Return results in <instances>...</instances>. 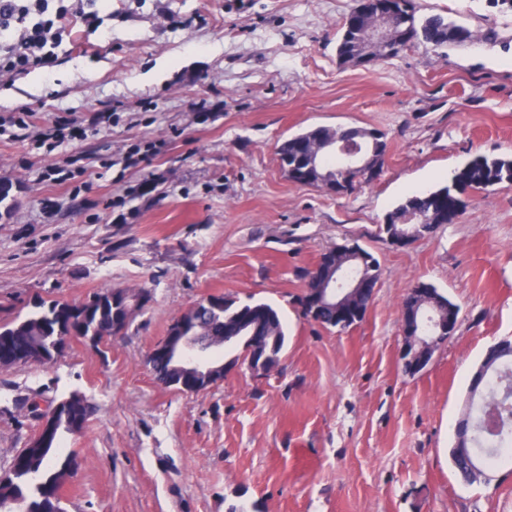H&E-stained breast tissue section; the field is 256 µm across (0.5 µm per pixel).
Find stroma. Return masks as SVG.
<instances>
[{"instance_id":"obj_1","label":"stroma","mask_w":512,"mask_h":512,"mask_svg":"<svg viewBox=\"0 0 512 512\" xmlns=\"http://www.w3.org/2000/svg\"><path fill=\"white\" fill-rule=\"evenodd\" d=\"M416 3L475 39L352 66L337 58L336 24L355 0H100L103 25L76 26L56 66L0 76V112L28 107L35 130L64 116L83 131L49 154L35 130L0 139V182L13 186L0 306L150 293L125 334L0 369V470L35 435L37 408L78 392L97 410L66 441L79 462L66 512H512V467L470 485L449 456L475 372L512 340V185L471 194L455 223L410 245L379 235L388 211L475 155H512V11ZM107 109L111 127L88 131ZM314 126L383 132L380 175L347 195L291 181L277 147ZM134 146L146 157L129 168ZM347 239L380 278L364 319L339 331L308 321L297 298ZM420 283L460 312L412 374L401 303ZM208 295L279 310L278 370L233 366L193 394L157 382L148 354Z\"/></svg>"}]
</instances>
